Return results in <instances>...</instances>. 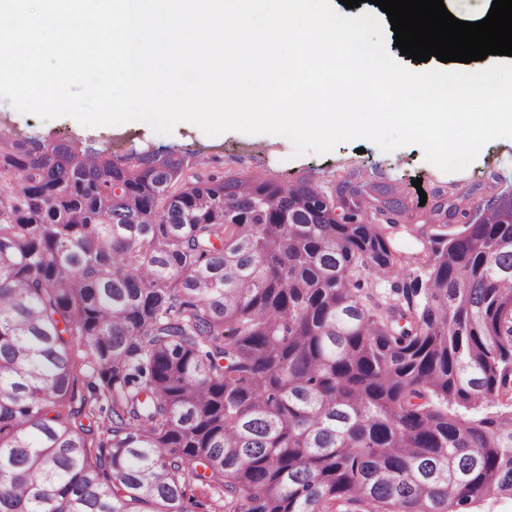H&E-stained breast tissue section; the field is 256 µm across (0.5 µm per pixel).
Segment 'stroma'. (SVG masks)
Wrapping results in <instances>:
<instances>
[{"mask_svg":"<svg viewBox=\"0 0 512 512\" xmlns=\"http://www.w3.org/2000/svg\"><path fill=\"white\" fill-rule=\"evenodd\" d=\"M0 126L34 137L49 136L78 146H92L115 156L170 149L188 155L198 169L218 174H250L289 183L301 177L334 182L339 174L356 172L361 183L392 186L406 198L413 216L425 214L421 193L444 191L451 203L468 212L512 195V139H495L481 150L467 169L446 173L424 159L415 145L381 151L365 140L339 144L327 155L294 156L291 141L279 135L227 132L205 135L198 127L177 125L172 134L159 135L136 122L87 128L70 117L43 121L19 113L0 99ZM421 187H414V180Z\"/></svg>","mask_w":512,"mask_h":512,"instance_id":"stroma-1","label":"stroma"}]
</instances>
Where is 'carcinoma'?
Instances as JSON below:
<instances>
[{
  "label": "carcinoma",
  "mask_w": 512,
  "mask_h": 512,
  "mask_svg": "<svg viewBox=\"0 0 512 512\" xmlns=\"http://www.w3.org/2000/svg\"><path fill=\"white\" fill-rule=\"evenodd\" d=\"M405 212L0 131V512H191V481L224 512L512 497V199L475 224L434 192L413 254Z\"/></svg>",
  "instance_id": "cac0c4a2"
}]
</instances>
